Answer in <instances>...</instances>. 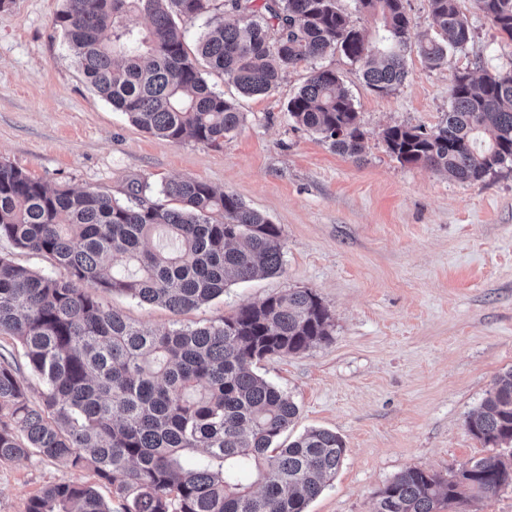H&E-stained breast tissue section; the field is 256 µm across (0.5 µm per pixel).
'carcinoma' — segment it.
<instances>
[{
    "label": "carcinoma",
    "mask_w": 512,
    "mask_h": 512,
    "mask_svg": "<svg viewBox=\"0 0 512 512\" xmlns=\"http://www.w3.org/2000/svg\"><path fill=\"white\" fill-rule=\"evenodd\" d=\"M211 2L65 0L57 25L89 85L134 125L169 143L215 148L243 116L209 87L199 57L242 94L263 95L288 69L339 50L360 64L371 90L389 94L407 77V51L441 68L473 39L460 0H429L432 27L447 42L425 31L414 44L403 0H356L380 17L377 45L338 0H227L237 18H209L192 57L182 24L209 13ZM473 2L512 42V0ZM133 13L149 27H130ZM287 112L360 160L359 112L335 71L313 68ZM383 141L402 164L463 183L483 179L512 162V71L457 73L445 121L430 132L389 126ZM149 189L140 184L120 203L51 188L0 161V240L59 270L44 274L0 254V336L20 345L43 384L31 396L19 363L0 355V462L37 454L90 469L116 485L123 512H305L341 465L344 441L311 428L274 446L298 407L255 365L329 340V310L312 290L290 289L194 328L128 321L84 285L179 314L283 268L281 227L237 195L170 180L159 190L175 202L167 206L143 196ZM465 425L487 448L512 447V368ZM511 484L512 452L471 461L446 480L412 467L377 493L373 512H439ZM27 512L112 510L93 487L69 483L42 490Z\"/></svg>",
    "instance_id": "cac0c4a2"
}]
</instances>
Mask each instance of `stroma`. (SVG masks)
<instances>
[{
  "label": "stroma",
  "mask_w": 512,
  "mask_h": 512,
  "mask_svg": "<svg viewBox=\"0 0 512 512\" xmlns=\"http://www.w3.org/2000/svg\"><path fill=\"white\" fill-rule=\"evenodd\" d=\"M467 53L429 68L406 57L392 94L366 87L341 53L319 59L349 90L365 131L361 161L295 125L287 104L309 65L270 93L240 95L224 74L204 70L213 91L244 121L221 147L162 141L112 109L85 81L56 16L64 0H6L0 8V161L52 187L127 201L139 183L192 178L239 196L282 229L280 274L228 288L223 298L176 315L127 296L105 304L146 328L194 327L294 288L318 294L332 316L329 341L258 363L299 414L286 432H336L345 455L306 512H372L374 494L418 467L448 476L487 456L466 429L496 375L512 368V163L462 183L392 158L381 132L402 123L433 130L451 104L454 73L512 70L471 0ZM61 483L93 486L118 512L114 487L88 470L38 455L0 463V512Z\"/></svg>",
  "instance_id": "1"
}]
</instances>
